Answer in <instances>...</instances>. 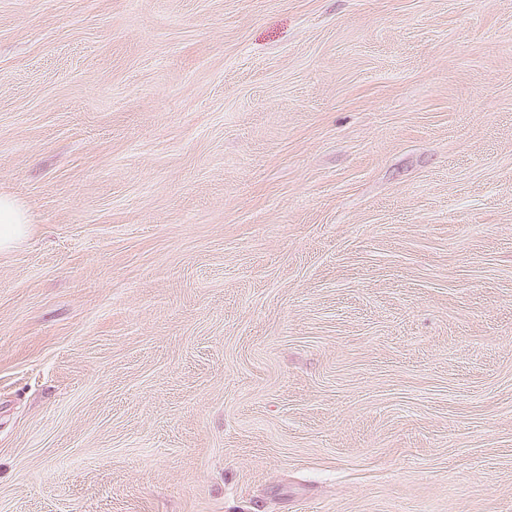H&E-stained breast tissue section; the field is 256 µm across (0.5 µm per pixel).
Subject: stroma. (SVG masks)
Here are the masks:
<instances>
[{
	"label": "stroma",
	"mask_w": 512,
	"mask_h": 512,
	"mask_svg": "<svg viewBox=\"0 0 512 512\" xmlns=\"http://www.w3.org/2000/svg\"><path fill=\"white\" fill-rule=\"evenodd\" d=\"M0 512H512V0H0ZM29 224L25 206L11 195L0 194V251L21 242L27 235Z\"/></svg>",
	"instance_id": "35a3bbf8"
}]
</instances>
